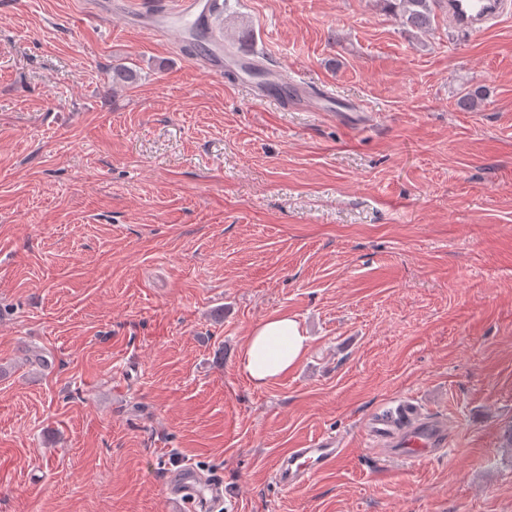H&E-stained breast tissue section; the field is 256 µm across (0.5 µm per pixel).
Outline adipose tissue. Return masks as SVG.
Listing matches in <instances>:
<instances>
[{"label": "adipose tissue", "instance_id": "ef3b65f1", "mask_svg": "<svg viewBox=\"0 0 512 512\" xmlns=\"http://www.w3.org/2000/svg\"><path fill=\"white\" fill-rule=\"evenodd\" d=\"M308 350V338L296 318L275 314L251 330L238 367L254 386L263 387L296 367Z\"/></svg>", "mask_w": 512, "mask_h": 512}]
</instances>
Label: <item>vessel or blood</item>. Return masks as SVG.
<instances>
[{"instance_id":"obj_1","label":"vessel or blood","mask_w":512,"mask_h":512,"mask_svg":"<svg viewBox=\"0 0 512 512\" xmlns=\"http://www.w3.org/2000/svg\"><path fill=\"white\" fill-rule=\"evenodd\" d=\"M134 8L142 28L161 40L173 39L186 45H202L201 67L215 75L224 71V39L215 32L214 19L220 9L219 0H154L153 6ZM512 0H448V19L459 30L476 34L487 23L499 17ZM280 94L284 103L301 104L311 111L329 110L348 125L355 126L362 117L349 103L322 106L316 97L296 83L272 91L271 87L255 89V100L262 101ZM367 434L390 457L407 462L430 459L448 446V425L441 418L424 417L417 405L402 400L396 406L371 419ZM345 444L335 436L319 438L312 447L292 448L281 458L274 480L283 487H295L307 482L341 457ZM166 493L178 507L194 508L204 504L207 512H222L224 488L222 483L203 481L199 471L183 467L165 477Z\"/></svg>"}]
</instances>
